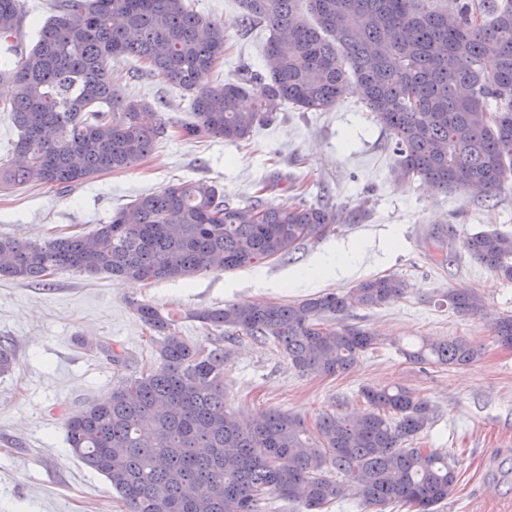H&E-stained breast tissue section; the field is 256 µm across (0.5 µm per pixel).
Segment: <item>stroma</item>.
<instances>
[{"label":"stroma","instance_id":"35a3bbf8","mask_svg":"<svg viewBox=\"0 0 512 512\" xmlns=\"http://www.w3.org/2000/svg\"><path fill=\"white\" fill-rule=\"evenodd\" d=\"M225 26L224 57L204 72V86L234 79L241 65L260 68L268 28H242L238 0H188ZM117 88L162 105L170 124L152 153L135 167L97 175L68 191L41 186L0 188V236L42 242L56 232L91 233L140 195L184 180H206L226 200L245 203L274 177L300 187L303 198L364 217L291 260H269L231 272H207L187 282L126 284L108 276L59 271L49 285L0 279V341H8L16 366L0 375V512H123L105 478L71 451L63 416L109 397L122 375L141 371L151 358V333L129 305L149 302L179 314L182 336L206 343L207 333L188 311L242 302H293L343 291L388 274L406 278L404 298L353 311L351 320L401 342L463 337L483 347L482 357L459 368L406 361L388 347L360 356L339 376L299 375L275 348L239 336L224 364L228 408L248 423L285 410L312 422L319 414L359 410L364 386L408 388L431 401L434 424L424 447L452 452L458 461L454 492L438 512H512V348L495 341L485 313L512 314V284L494 277L461 247L466 235L512 232V181L487 201L469 192L444 194L420 181L396 183L398 159L388 133L348 93L327 112L279 113L250 138L228 142L212 136L181 137L190 99L134 58L112 61ZM360 247L356 270L342 274L325 262ZM450 255L442 263V255ZM451 288L476 291L484 315L459 317L438 306ZM123 345L125 369L106 350Z\"/></svg>","mask_w":512,"mask_h":512}]
</instances>
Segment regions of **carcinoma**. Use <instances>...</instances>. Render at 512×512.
<instances>
[{"mask_svg": "<svg viewBox=\"0 0 512 512\" xmlns=\"http://www.w3.org/2000/svg\"><path fill=\"white\" fill-rule=\"evenodd\" d=\"M307 3L315 23L301 14ZM240 22L271 36L261 70L201 86L199 75L224 58L221 21L186 0H65L36 44L0 79L13 87L15 164L0 161V187L68 188L143 161L164 134L159 106L113 86L109 62L136 57L191 96L185 137L238 141L287 107L327 112L354 87L391 136L397 181L417 178L448 193L491 198L512 179V0H239ZM21 0H0V41L18 38ZM250 93L253 106L243 109ZM358 215L293 196L224 201L206 180L145 194L88 235L42 243L0 236V278L42 283L59 270L134 281L179 280L283 259ZM462 246L498 279L512 283V234L476 232ZM406 279L384 275L301 301L232 303L187 317L211 334L185 339L175 316L133 304L154 336L156 364L121 378L109 398L64 418L72 452L102 475L126 512H259L274 497L321 512L356 499L380 509L400 504L435 512L457 482L449 453L416 448L434 422L430 401L402 386L364 387L362 412L320 415L313 427L272 410L238 422L224 402V340L242 333L273 344L302 375L349 371L386 345L348 321L405 297ZM440 305L480 313L478 294L450 288ZM495 339L512 346V315L483 313ZM396 350L416 364L470 365L481 346L461 337Z\"/></svg>", "mask_w": 512, "mask_h": 512, "instance_id": "carcinoma-1", "label": "carcinoma"}]
</instances>
